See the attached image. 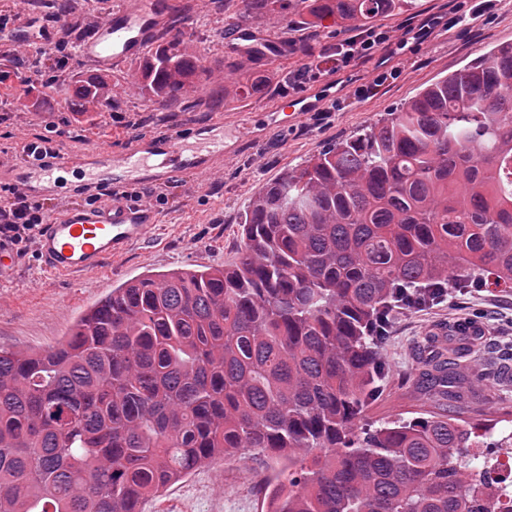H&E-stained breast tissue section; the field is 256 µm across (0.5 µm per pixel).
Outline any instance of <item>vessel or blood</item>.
I'll use <instances>...</instances> for the list:
<instances>
[{
    "instance_id": "b4317fda",
    "label": "vessel or blood",
    "mask_w": 512,
    "mask_h": 512,
    "mask_svg": "<svg viewBox=\"0 0 512 512\" xmlns=\"http://www.w3.org/2000/svg\"><path fill=\"white\" fill-rule=\"evenodd\" d=\"M170 0H137L135 6L115 10L78 44L76 53L100 71H111L121 60L139 57L164 24ZM13 41L46 43L44 28L25 20L10 30ZM229 52L243 54L257 49L269 59L288 52V44L270 39L248 27L238 28L227 44ZM223 114H216L209 129L188 143L179 132L136 137L118 151L106 146L34 148L31 140L17 145V162L0 165V183L21 186L38 200L65 202L66 207L43 224L37 250L46 271L66 276L97 270L101 264L146 237L158 213L151 207L120 199L125 186L137 183L161 187L184 173L207 175L224 165ZM80 181L81 196L98 194L101 205L87 208L72 202L63 188L64 175Z\"/></svg>"
}]
</instances>
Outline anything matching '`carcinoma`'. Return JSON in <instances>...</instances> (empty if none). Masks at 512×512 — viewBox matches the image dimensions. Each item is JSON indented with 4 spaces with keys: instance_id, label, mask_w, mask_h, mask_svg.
Returning <instances> with one entry per match:
<instances>
[{
    "instance_id": "carcinoma-1",
    "label": "carcinoma",
    "mask_w": 512,
    "mask_h": 512,
    "mask_svg": "<svg viewBox=\"0 0 512 512\" xmlns=\"http://www.w3.org/2000/svg\"><path fill=\"white\" fill-rule=\"evenodd\" d=\"M359 25L409 0H241L247 15ZM201 60L172 27L125 93L169 109ZM112 105L105 79L76 87ZM226 267L143 275L49 351L0 348V512H141L217 459L288 463L267 512H482L473 448H508L434 412L372 428L380 348L402 290L512 286V43L496 47L253 197ZM474 324L425 363L458 400L500 375L460 373Z\"/></svg>"
}]
</instances>
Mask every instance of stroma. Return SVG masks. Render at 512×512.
<instances>
[{
    "mask_svg": "<svg viewBox=\"0 0 512 512\" xmlns=\"http://www.w3.org/2000/svg\"><path fill=\"white\" fill-rule=\"evenodd\" d=\"M175 20L188 26L191 51L205 68L198 79V97L224 93L219 109L194 103L171 110L153 107L145 99L124 95L128 77L138 72L143 58L117 63L109 75L112 108L106 112H77L72 95L76 80L97 75V68L78 60L74 45L83 36L72 29L63 41H52L65 63L48 71L34 65L14 64L7 44H0V70L18 97L41 100L40 108L9 109L0 120V151L13 152L15 130L27 136L44 134L48 122L61 130L60 143L72 147L106 143L126 147L131 133L113 122V113L139 121L142 132L193 128L224 114V166L208 176L188 174L166 186L168 205L162 206L163 223L132 245L119 258L98 271L78 278L46 273L37 251L20 256L18 264L0 272V346L43 351L63 341L73 324L112 288L143 274L193 270L232 264L241 248L240 222L250 199L265 183L287 169L305 165L320 151L374 124L400 108L420 90L484 56L492 48L512 43V0H413L408 11L377 18L375 27L399 30L409 21L439 14L454 23L423 42H409L399 58V77L367 98L354 91L372 83L377 59L352 63L321 78L323 107L329 119L316 121L305 112L290 119L284 112H265L270 100L291 99L288 76L323 59L326 47L355 35L356 30L336 22H314L306 12L289 10L281 18L243 17L238 0H171ZM247 24L272 36L287 35L292 43L288 58L269 62L262 58L238 61L224 49L225 37ZM258 82L251 96L231 95L246 79ZM254 113L255 134L239 135L238 116ZM472 319L480 338L469 354L470 364L495 362L504 374L487 384L478 397L448 405V412L470 424L496 420L497 431L512 429L503 412H512V288L451 290L441 304L396 315L390 338L381 354L387 373L383 392L366 411V424L378 426L397 418L429 416L436 405L422 378L429 340H443L454 325ZM269 471L251 458L219 460L201 467L172 485L162 496L143 502V512H265L263 479Z\"/></svg>",
    "mask_w": 512,
    "mask_h": 512,
    "instance_id": "obj_1",
    "label": "stroma"
}]
</instances>
